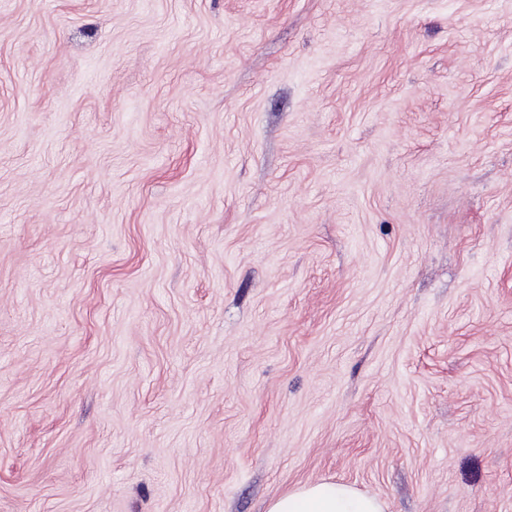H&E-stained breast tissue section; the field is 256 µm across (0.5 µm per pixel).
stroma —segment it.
I'll list each match as a JSON object with an SVG mask.
<instances>
[{
    "mask_svg": "<svg viewBox=\"0 0 512 512\" xmlns=\"http://www.w3.org/2000/svg\"><path fill=\"white\" fill-rule=\"evenodd\" d=\"M512 512V0H0V512ZM381 501L350 485L306 483L272 500L267 512H383Z\"/></svg>",
    "mask_w": 512,
    "mask_h": 512,
    "instance_id": "1",
    "label": "stroma"
}]
</instances>
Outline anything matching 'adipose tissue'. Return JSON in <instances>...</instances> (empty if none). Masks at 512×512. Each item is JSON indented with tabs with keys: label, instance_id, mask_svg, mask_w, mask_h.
<instances>
[{
	"label": "adipose tissue",
	"instance_id": "ef3b65f1",
	"mask_svg": "<svg viewBox=\"0 0 512 512\" xmlns=\"http://www.w3.org/2000/svg\"><path fill=\"white\" fill-rule=\"evenodd\" d=\"M267 512H383L381 501L350 485L306 483L272 500Z\"/></svg>",
	"mask_w": 512,
	"mask_h": 512
}]
</instances>
